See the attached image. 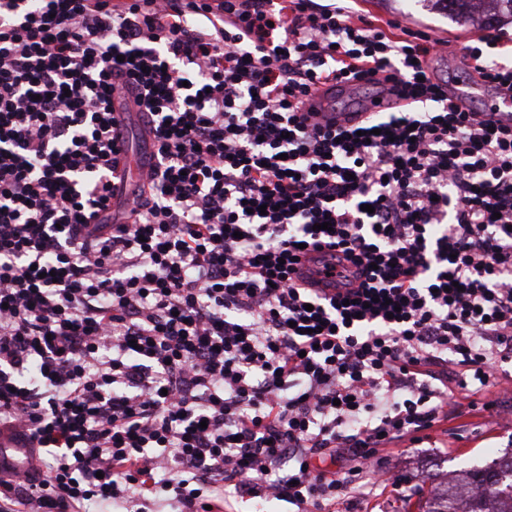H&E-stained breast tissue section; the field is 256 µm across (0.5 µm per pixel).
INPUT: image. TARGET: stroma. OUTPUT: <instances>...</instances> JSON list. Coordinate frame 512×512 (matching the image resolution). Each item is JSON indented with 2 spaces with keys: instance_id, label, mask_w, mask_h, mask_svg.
<instances>
[{
  "instance_id": "35a3bbf8",
  "label": "stroma",
  "mask_w": 512,
  "mask_h": 512,
  "mask_svg": "<svg viewBox=\"0 0 512 512\" xmlns=\"http://www.w3.org/2000/svg\"><path fill=\"white\" fill-rule=\"evenodd\" d=\"M355 10L379 25L399 19L412 29L445 41L446 54L433 59L432 65L441 78L450 81L457 77L455 50L482 34L479 27L457 25L444 12L427 7L424 0H357ZM477 398L498 401L499 407L491 414L476 412L437 423L430 432L431 443L414 448L400 441L383 448L401 488H386L370 501L346 498L336 504L335 512H405L407 504L429 495L428 474L480 467L491 462L494 454L512 449V396H499L496 387L489 386Z\"/></svg>"
}]
</instances>
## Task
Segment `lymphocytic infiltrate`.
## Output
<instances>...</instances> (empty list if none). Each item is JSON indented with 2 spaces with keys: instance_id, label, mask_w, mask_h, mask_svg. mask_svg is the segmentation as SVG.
<instances>
[{
  "instance_id": "1",
  "label": "lymphocytic infiltrate",
  "mask_w": 512,
  "mask_h": 512,
  "mask_svg": "<svg viewBox=\"0 0 512 512\" xmlns=\"http://www.w3.org/2000/svg\"><path fill=\"white\" fill-rule=\"evenodd\" d=\"M349 2L0 0V427L38 459L0 512H332L512 364V124ZM502 40L463 55L512 93ZM368 75L393 111L309 119ZM243 500L232 499L231 507H225L223 512H262V510H271V512H293L292 510H296V508L292 505H289L288 502L285 501H266V500ZM261 502V503H260ZM262 506L263 508H259ZM231 510V511H227Z\"/></svg>"
}]
</instances>
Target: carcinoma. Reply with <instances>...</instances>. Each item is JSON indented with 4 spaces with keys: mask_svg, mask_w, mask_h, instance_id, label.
<instances>
[{
    "mask_svg": "<svg viewBox=\"0 0 512 512\" xmlns=\"http://www.w3.org/2000/svg\"><path fill=\"white\" fill-rule=\"evenodd\" d=\"M448 18L461 26L495 27L512 22V0H437ZM458 486L477 488L475 497H455L446 490L420 507V512H512V450L481 468L463 471Z\"/></svg>",
    "mask_w": 512,
    "mask_h": 512,
    "instance_id": "carcinoma-1",
    "label": "carcinoma"
}]
</instances>
